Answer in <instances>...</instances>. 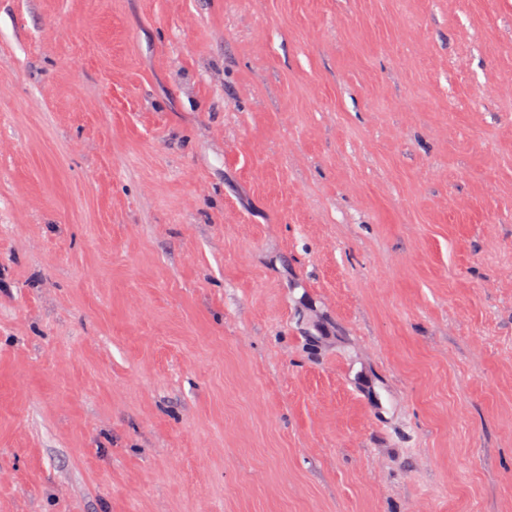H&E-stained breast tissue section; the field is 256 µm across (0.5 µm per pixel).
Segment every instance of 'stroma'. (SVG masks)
I'll list each match as a JSON object with an SVG mask.
<instances>
[{"label":"stroma","instance_id":"stroma-1","mask_svg":"<svg viewBox=\"0 0 512 512\" xmlns=\"http://www.w3.org/2000/svg\"><path fill=\"white\" fill-rule=\"evenodd\" d=\"M0 512H512V0H0Z\"/></svg>","mask_w":512,"mask_h":512}]
</instances>
